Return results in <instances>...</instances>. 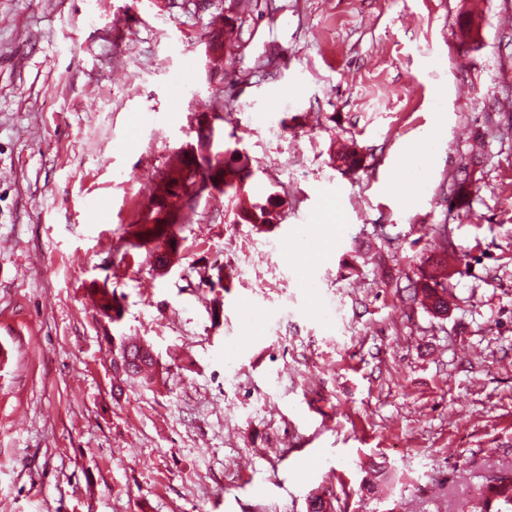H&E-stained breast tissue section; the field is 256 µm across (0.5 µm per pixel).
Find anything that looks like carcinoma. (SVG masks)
Wrapping results in <instances>:
<instances>
[{"mask_svg":"<svg viewBox=\"0 0 512 512\" xmlns=\"http://www.w3.org/2000/svg\"><path fill=\"white\" fill-rule=\"evenodd\" d=\"M476 22L475 12L467 11L457 19L460 46L464 49L479 48V41L468 40L472 26ZM180 165L167 170V186L172 200L153 194L145 205L141 223L133 233L134 240L129 247L143 250L159 265L161 261L178 255L180 231L190 221L197 199L212 190L222 189L224 194L239 196L245 193V187L252 178L253 170L249 158L238 148L225 143L214 144L212 131L202 127L197 130L196 143H188L180 148ZM456 191L451 202L457 208L467 211L470 208L471 191L469 173L463 169L455 177ZM189 190V205H179L174 199L180 197L179 190ZM278 199L269 195L265 202L255 203L237 213V223L252 224L272 228L276 221L275 208ZM99 296L101 316L109 323H118L122 319L123 308L114 303L115 293L105 288L95 289ZM423 297L431 301L437 313L448 311V252L433 260L428 269L416 281L413 298ZM112 353L131 358L127 369L129 377L152 383L156 379L157 360L149 345L132 341L120 336L112 340ZM505 506L504 512H512V478H499V483L490 485L478 496L465 500L461 512H490L492 502Z\"/></svg>","mask_w":512,"mask_h":512,"instance_id":"obj_1","label":"carcinoma"}]
</instances>
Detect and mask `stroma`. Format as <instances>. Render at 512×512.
I'll list each match as a JSON object with an SVG mask.
<instances>
[{
	"mask_svg": "<svg viewBox=\"0 0 512 512\" xmlns=\"http://www.w3.org/2000/svg\"><path fill=\"white\" fill-rule=\"evenodd\" d=\"M508 91L512 0H0V512H458L512 473ZM203 113L254 176L199 199L161 275L127 241ZM272 193L274 229L234 223ZM444 251L437 316L410 291ZM115 333L156 383L117 381ZM99 296L101 316L108 320V323H119L122 319V305L116 306L114 303L115 292L110 293L106 288L95 289ZM114 356L113 362L111 358L110 366L123 369L128 366L127 361L124 359L127 356L131 358V363L127 369L123 370L129 377H136L142 379L146 383H153L156 379V366L157 360L155 359L152 349L148 344L135 342L126 337L119 336L118 339L112 336V355Z\"/></svg>",
	"mask_w": 512,
	"mask_h": 512,
	"instance_id": "obj_1",
	"label": "stroma"
}]
</instances>
